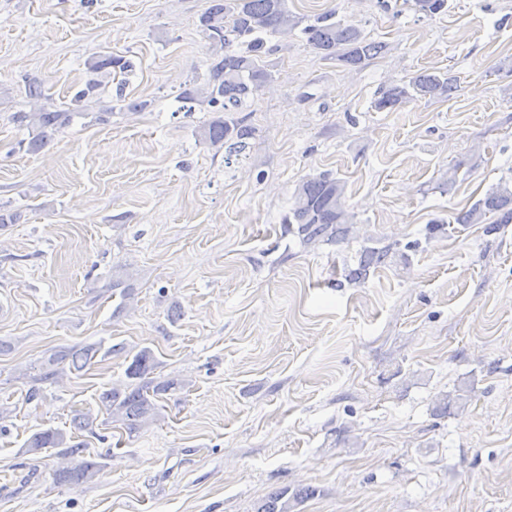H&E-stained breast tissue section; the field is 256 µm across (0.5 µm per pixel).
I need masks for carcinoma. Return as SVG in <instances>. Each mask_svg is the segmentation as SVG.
<instances>
[{"instance_id": "carcinoma-1", "label": "carcinoma", "mask_w": 512, "mask_h": 512, "mask_svg": "<svg viewBox=\"0 0 512 512\" xmlns=\"http://www.w3.org/2000/svg\"><path fill=\"white\" fill-rule=\"evenodd\" d=\"M413 9L430 18L448 11V0H414ZM303 18L288 10V0H208L207 7L198 16V28L208 42L206 71L202 83L180 94L182 110L194 111V105L205 104L213 112L212 119L203 127L204 141L214 147L229 144V153L245 148L246 140L254 134L246 118L235 113L244 111L248 99L272 80V73L263 64L269 54L267 40L271 35L288 34L301 29L306 43L325 60H336L345 66L356 67L379 55L384 46L369 40L356 26L336 19V12L329 11L312 24L302 25ZM134 68L132 59L125 55L104 53L88 62L92 74L85 88L75 92L68 109H52L44 104L43 83L37 78H25L24 92L31 104L27 112L12 115L14 123L29 130V139L22 142L29 154H38L69 127L77 116L88 115V102L105 87V80L124 76ZM458 91L457 82L445 75L421 73L403 85H389L379 89L374 100L378 111L394 110L412 100H448ZM149 101L129 99L123 90H117V104L96 113L95 120L106 122L112 111L133 114L143 112ZM354 215L346 204V182L328 173L302 179L293 193V203L283 223L286 232L298 238L304 247L317 245L336 246L345 242L352 229ZM458 224H483L490 233L501 224H512V184L501 182L484 198L477 200L456 217ZM398 243L373 246L364 245L356 256V265L347 270L349 282H363L370 273L396 262L408 264L406 251ZM112 290L120 291L122 299H130L135 292V279L123 266L112 269ZM129 354L122 344L105 345L101 340L60 354L47 357L32 378L28 399L40 395L39 384L55 380L61 373L59 364L69 369L84 370L95 358L105 361L114 356ZM158 361L153 351L144 347L132 355L125 375L131 383L125 389H106L98 394V405L114 423L128 435L156 421L161 396L184 388L175 379L160 380L154 376ZM47 448H62L69 457L86 450L81 442L72 443L61 429L48 428L33 434L24 443V452L37 454ZM104 464L94 458L81 459L74 466L60 470L56 482L78 485L94 479ZM288 492L282 491L264 499L257 512H292Z\"/></svg>"}]
</instances>
